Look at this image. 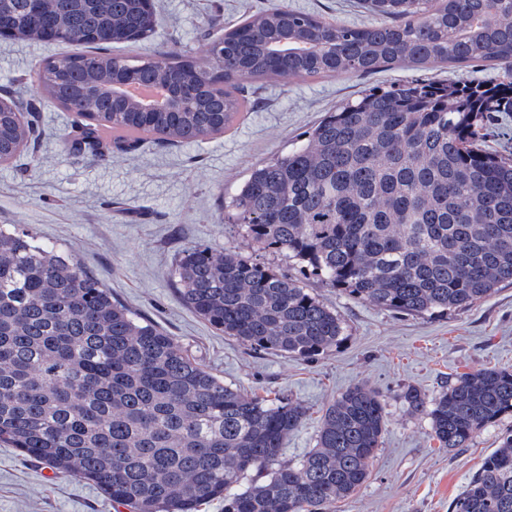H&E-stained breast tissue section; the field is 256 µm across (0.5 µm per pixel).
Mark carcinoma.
Listing matches in <instances>:
<instances>
[{
    "label": "carcinoma",
    "mask_w": 512,
    "mask_h": 512,
    "mask_svg": "<svg viewBox=\"0 0 512 512\" xmlns=\"http://www.w3.org/2000/svg\"><path fill=\"white\" fill-rule=\"evenodd\" d=\"M350 26L277 5L219 37L234 77L190 58L112 55L156 27L151 0H0L10 38L85 47L44 62L33 95L0 101V162L25 147L50 101L82 118L70 153L103 156L201 141L245 111L238 80L373 73L395 64L512 66V0H386ZM195 80L176 112L114 100L131 80ZM512 112V81L405 83L362 92L288 152L254 165L226 202L254 247L288 258L327 288L400 314L466 308L512 285V158L481 148L489 114ZM122 133L115 146L101 131ZM173 277L183 304L250 350L309 359L336 346L342 319L297 277L241 252L193 246ZM440 447L467 448L512 413V370L480 368L428 400ZM306 409L224 383L173 336L123 306L82 263L11 224L0 226V445L91 481L129 512H330L366 480L387 430L384 395L357 384L323 410L315 446L281 460ZM267 478L233 487L250 472ZM452 512H512V433L485 459Z\"/></svg>",
    "instance_id": "obj_1"
}]
</instances>
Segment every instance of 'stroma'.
Returning a JSON list of instances; mask_svg holds the SVG:
<instances>
[{
	"mask_svg": "<svg viewBox=\"0 0 512 512\" xmlns=\"http://www.w3.org/2000/svg\"><path fill=\"white\" fill-rule=\"evenodd\" d=\"M350 25L374 21L362 0H153L157 26L143 41L120 46L131 59L202 57L223 29L277 2ZM54 41H12L0 47V96L28 94L46 60L66 53ZM505 70L480 64L427 69L403 64L370 75L254 81L242 91L247 109L222 133L195 144L141 141L100 157L71 154L63 138L74 114L45 102L37 129L16 158L0 163V224H17L40 241L74 254L112 296L138 317L176 336L208 371L233 386L298 403L308 412L289 435L284 461L314 446L325 406L365 383L386 399L389 425L367 480L332 512H450L449 505L479 471L512 414L478 434L470 447L440 448L428 418L411 414L401 395H434L456 376L478 368L512 369V285L477 304L432 316L377 308L305 278L345 325L327 353L298 359L247 350L188 309L171 272L183 249L204 245L252 253L224 203L256 163L287 152L320 117L372 88L411 81L499 80ZM255 254V253H252ZM258 261L284 272L286 258L260 252ZM0 512H115L93 483L57 476L42 462L0 447Z\"/></svg>",
	"mask_w": 512,
	"mask_h": 512,
	"instance_id": "35a3bbf8",
	"label": "stroma"
}]
</instances>
